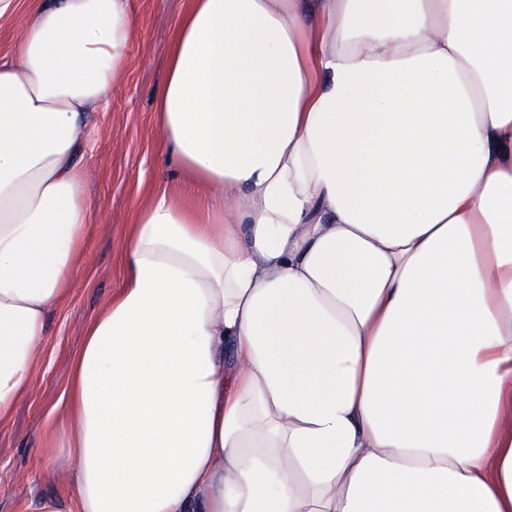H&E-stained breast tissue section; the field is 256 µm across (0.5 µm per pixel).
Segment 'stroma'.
<instances>
[{"label": "stroma", "mask_w": 512, "mask_h": 512, "mask_svg": "<svg viewBox=\"0 0 512 512\" xmlns=\"http://www.w3.org/2000/svg\"><path fill=\"white\" fill-rule=\"evenodd\" d=\"M132 5L140 31L126 70L113 84L107 108L88 118L81 157L91 212L85 250L70 294L49 312L41 370L32 391L0 424V512H25L33 496L57 489L40 432L67 385L87 323L121 284L123 244L137 205L161 191L181 197L197 194L166 163L154 112L166 78L170 36L188 0H132Z\"/></svg>", "instance_id": "obj_1"}]
</instances>
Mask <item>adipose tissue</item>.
<instances>
[{"mask_svg": "<svg viewBox=\"0 0 512 512\" xmlns=\"http://www.w3.org/2000/svg\"><path fill=\"white\" fill-rule=\"evenodd\" d=\"M0 0V422L89 212L130 0ZM161 193L85 330L34 512H512V0H190Z\"/></svg>", "mask_w": 512, "mask_h": 512, "instance_id": "ef3b65f1", "label": "adipose tissue"}]
</instances>
